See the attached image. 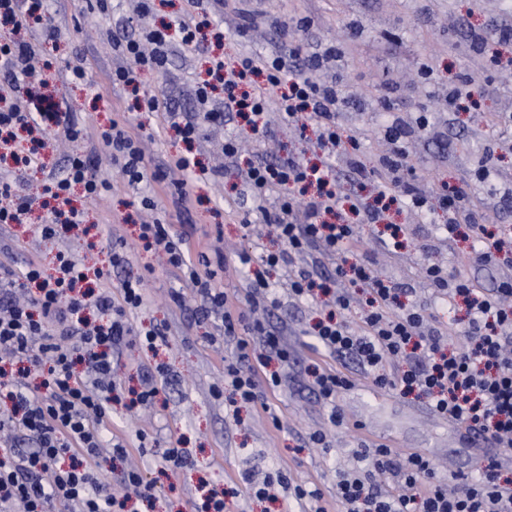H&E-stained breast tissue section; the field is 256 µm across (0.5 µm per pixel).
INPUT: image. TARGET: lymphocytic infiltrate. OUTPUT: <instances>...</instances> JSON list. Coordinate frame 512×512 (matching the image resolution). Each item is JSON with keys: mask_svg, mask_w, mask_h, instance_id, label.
<instances>
[{"mask_svg": "<svg viewBox=\"0 0 512 512\" xmlns=\"http://www.w3.org/2000/svg\"><path fill=\"white\" fill-rule=\"evenodd\" d=\"M193 7L194 16L178 26L112 37L121 58L112 71L113 85L130 90L136 111H165L187 146L168 164L182 174L166 182L168 190L182 205H191L189 183L198 165L191 148L205 124L241 119L263 140L273 133L267 118L273 102L277 121L302 131L315 127L319 163L260 158L239 172L251 211L261 215L282 244L279 251L261 254L263 267H290L289 299L320 308L324 318L311 331L318 348L353 364L378 388L426 399L436 416L482 447L511 449L512 282L487 289L426 262L423 272L434 295L466 306L456 329L464 344L457 347L446 331L429 324L424 303L402 302L403 288L374 275L365 263L353 262L359 248L356 225L379 223L397 200H409L419 209L426 198L420 184L408 177V156L396 128L386 129L393 148L375 169L360 161L358 142L341 132L339 84H317L306 74L307 68L323 67V55L304 57L294 47L285 58L246 52L217 60L194 88L197 116L163 108L150 77L166 72L172 45L203 47V31L224 0H194ZM35 24L46 39L57 38L42 0H0V82L12 91L0 96V163L10 160L25 167L39 164L57 136L73 141L85 136L75 113L43 105L42 83L31 67L35 49L28 39ZM219 87L224 103L216 108L211 93ZM95 150L111 158L115 173L131 187L165 182L163 172L145 163L132 123L113 120L99 127ZM341 154L348 156L358 179L373 180L371 201L343 194L331 164ZM78 189L91 201L112 190L110 175L80 151L43 188L50 203L48 220L37 227L43 239L84 223V210L72 203ZM435 197L448 214L444 230L449 240L465 230L474 241L462 265L512 264V236L488 232L467 182L440 185ZM138 205L155 214L151 223L139 224V245L163 254L167 265L180 272L194 293L197 323L235 344L216 395H227L234 405L265 404L267 392L282 386L290 359L281 331L253 317L255 310L278 307L274 286L261 270L248 279L242 295L228 294L214 283L224 267L221 248L191 255L187 233L175 232L165 217L157 216L152 195L141 194ZM312 248L335 260V287L319 284L317 272L294 266L295 256ZM111 253L107 270H92L64 256L51 272L38 262L19 275L0 268V401L10 406L9 415L0 417V431L24 433L33 443L25 451L11 440L0 445V512H14L18 504L23 512H53L58 504L66 512H125L126 499L113 494L93 470L101 455L122 460L130 454L126 442L112 433L113 396H126L132 408L154 407L164 388L149 373L139 387H125L117 376L119 350L135 340L153 351L167 345L168 334L162 324L145 332L135 328L130 315L143 304L144 281L127 276L110 288L112 270L129 263L123 244L113 243ZM358 284L365 286L367 297L354 326L349 322L351 288ZM305 373L329 422L344 425L338 400L354 387V374L315 362ZM355 456L358 466L336 482V500L344 512H512V477L501 457L482 456L474 471L448 479L425 455L401 453L384 443L362 445Z\"/></svg>", "mask_w": 512, "mask_h": 512, "instance_id": "1", "label": "lymphocytic infiltrate"}]
</instances>
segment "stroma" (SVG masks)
Here are the masks:
<instances>
[{
	"instance_id": "1",
	"label": "stroma",
	"mask_w": 512,
	"mask_h": 512,
	"mask_svg": "<svg viewBox=\"0 0 512 512\" xmlns=\"http://www.w3.org/2000/svg\"><path fill=\"white\" fill-rule=\"evenodd\" d=\"M136 0H112L108 12H99L96 0H47L46 8L60 37L57 41H37L41 59L50 63L44 71L47 92L55 101L75 112L87 131L108 124L114 116L134 119L132 101L125 90L110 81L116 55L108 38L110 29L125 18H132L134 29L177 24L186 14L187 0H153L147 16H138ZM234 0H225L212 27L222 34L211 41L208 52L175 46L168 71L154 83L161 98L173 100L180 108L195 112L193 90L204 75L210 56L236 55L245 50L272 55L301 45L303 52L327 53L331 60L316 71L318 81H337L347 100L340 121L345 134L355 136L363 159L375 164L390 149L384 134L392 122L410 129L405 143L415 165L414 176L429 185L443 181H467L482 198L487 224L512 233V207L498 203L505 187L512 183V69L486 71V81L474 91L476 107L452 112L447 107L448 83L470 67L479 56L477 38L492 32L505 19H512V0H247L246 9L259 14L260 27L236 40L232 26L236 14ZM311 20L308 31L282 34L273 23L284 17ZM83 57L89 80L79 87H63L61 74L76 57ZM427 115V127H419V115ZM140 132L146 163L157 167L183 151L184 145L166 126L160 115L143 116ZM237 140L241 153L235 162H223L221 147L226 139ZM314 131L299 134L282 129L273 140L255 143L245 124H227L208 129L194 152L205 171L197 175L190 191L196 202L193 220L184 223L171 197L161 185H153L159 211L168 223L186 228L193 252L207 250L221 242L226 258L216 283L227 292L246 285L250 268L240 262L241 253L251 251L254 241L241 226V215L227 205L239 196V168L261 155L274 160L291 154L313 162ZM71 144L58 143L47 152L42 167H11L10 172L25 191L39 197L49 174L66 163ZM223 164L224 175L213 178L208 170ZM139 193L120 177H113L112 191L102 199L85 202L89 234H70L55 240L33 238L20 226H0V263L22 269L30 260L52 268L58 253L73 257L95 251L100 267L109 265L108 244L123 237L129 257L127 273L143 276L144 303L132 322L147 328L165 321L170 326L169 345L152 353L137 344L123 348L119 375L137 384L148 367L161 362L167 367L166 408L127 411L122 404L112 406V430L128 443H135L138 432L156 437L160 447L181 441L189 462L178 472H170L158 457L132 453L131 459L153 480L157 493L151 507L129 501L130 512H192L200 483L239 486L241 474L251 471L255 480L269 473L287 472L293 482L320 490L327 512H341L336 501L339 473L356 467L355 452L360 444L385 443L402 453L419 452L429 456L441 475L467 472L472 462L464 452L459 432L446 420L435 417L423 400L403 397L358 379L339 398L347 423L341 427L327 421L326 409L310 391L303 367L318 358L321 365L336 367L335 358L316 354L314 340L306 333L316 315L301 303L284 301L270 319L284 330L297 356L288 378L279 390L268 393L266 407L241 409L231 415L224 399L215 397L214 386L224 383V359L233 345L209 342L204 330L194 324L192 292H185L184 307L171 303L172 289L181 288L176 273L155 256L137 246L136 223ZM447 216L437 203L415 212L406 203L391 206L384 224H361L357 232L362 246L359 261L375 275L408 287L412 299H425L428 286L423 279L426 255L424 244H432L433 256L449 273L466 270L487 288L512 279V266L490 265L462 268L458 252L466 242L448 243L442 229ZM400 225L403 245L384 246L385 224ZM280 427H273L272 417ZM321 429L330 442L326 448L306 444L310 431Z\"/></svg>"
}]
</instances>
